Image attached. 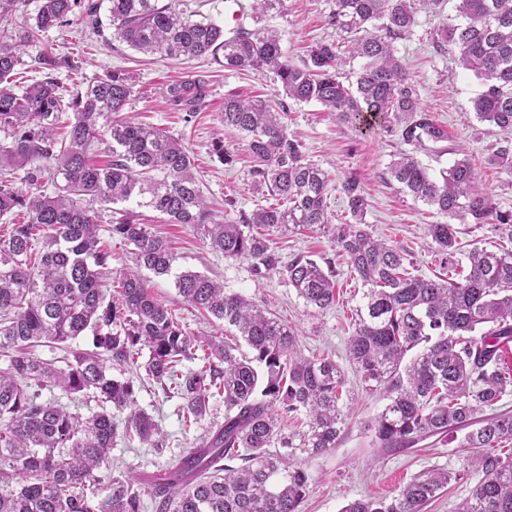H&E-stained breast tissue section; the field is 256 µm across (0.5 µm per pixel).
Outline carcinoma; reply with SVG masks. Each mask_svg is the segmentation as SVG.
Here are the masks:
<instances>
[{"label":"carcinoma","instance_id":"cac0c4a2","mask_svg":"<svg viewBox=\"0 0 512 512\" xmlns=\"http://www.w3.org/2000/svg\"><path fill=\"white\" fill-rule=\"evenodd\" d=\"M107 2L112 36L137 52L171 59L211 55L226 70L269 72L287 98L316 102L367 129L382 127L405 144L448 139L422 109L417 82L396 48L412 34L417 10L440 12L445 0H333L327 24L353 36L349 56L324 40L299 66L282 48L279 32L260 26L281 0H254L257 27L229 33L161 0ZM456 2V17L439 27L435 48L456 51L459 65L481 82L475 116L503 135L488 164L512 174V0ZM80 5L81 19L102 35L100 0H39L32 20L0 40V218L16 219L0 233V354L9 355L0 370V512H142L144 494L155 512H299L308 477L290 454L271 450L276 441L293 447L274 409L306 413L301 452H329L339 435L344 371L330 357L302 356L295 330L245 296L226 292L204 274L174 272L177 254L169 241L131 209H112L110 232L129 247L132 265L116 273L117 288H104L109 253L100 246L93 204L151 207L170 223L190 227L211 251L250 263L256 276L278 275L306 307L322 312L335 302L331 272L304 255L283 261L271 235L282 227L329 224L330 173L306 159L289 136L287 104L228 94L224 126L246 135L254 184L274 203L219 221L187 146L160 127L121 116L134 95L126 71L68 89L58 72L74 70L70 57L47 52L35 58L42 79L19 92L4 85L22 64L20 48L39 42L52 27L69 25ZM355 59L362 65L345 82L343 68ZM210 96L211 80L202 73L165 89L170 110L186 123ZM107 141L112 159L95 161L94 148ZM49 161L62 181L53 196L31 191ZM388 174L450 219L428 225V235L449 267L464 257L468 273L458 280L412 274L401 249L366 230L364 188L356 176H346L341 191L353 222L337 227L332 240L365 287L349 340L351 359L368 389L384 390L387 403L374 430L385 447L409 448L425 436L464 430L463 447L473 454L461 473L432 469L389 500H354L343 512H423L452 478L473 475L478 480L458 512H512V454L488 452L512 443V413L475 418L512 393V368L505 362L512 349V250L475 242L465 251L452 224H492L512 240V207L502 208L480 187L467 158L436 177L402 152ZM18 180L29 189L16 187ZM146 271L174 276L186 302L219 328L235 331L233 342L222 334L188 332L148 291ZM88 330L94 350L67 352L62 367L33 353L40 343L65 344ZM238 340L250 354L239 353ZM112 360L144 369L167 397L180 401L189 423L210 414L211 399L224 398V424L143 487L133 476L112 472L110 451L121 436H135L149 448L163 447L165 436L152 416L132 410L135 383L113 377ZM185 360L200 365L184 372ZM48 385L92 399L98 410L84 417L43 401L40 390ZM127 409L121 424L116 413ZM238 460L241 465H234ZM103 482L107 495L99 499L93 487Z\"/></svg>","mask_w":512,"mask_h":512}]
</instances>
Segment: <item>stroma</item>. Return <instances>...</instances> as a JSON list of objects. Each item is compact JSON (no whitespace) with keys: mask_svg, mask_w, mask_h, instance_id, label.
<instances>
[{"mask_svg":"<svg viewBox=\"0 0 512 512\" xmlns=\"http://www.w3.org/2000/svg\"><path fill=\"white\" fill-rule=\"evenodd\" d=\"M253 5V0H174L177 10L216 21L228 32L242 25L253 27ZM331 6V0H282L264 23L281 33L285 50L298 63L305 59L313 43L335 39V32L327 24ZM454 14L450 4L437 14L418 12L413 34L398 45L399 56L418 83L422 107L448 132L447 141L414 148L413 153L435 175L459 155H466L483 187L506 208L512 206V175L485 163L500 137L495 129L477 121L473 110V100L482 86L472 74L460 69L455 54L442 55L434 48L436 29ZM47 50L74 56L78 68L72 71L71 78L75 81L113 69L128 71L135 87L125 114L140 115L144 121L183 140L194 157V172L203 185L205 198L219 218L238 219L241 213L251 212L263 203L264 197L250 174L252 162L245 136L225 128L220 114L226 94L245 98L275 94L277 86L272 77L251 70L227 71L204 57L172 60L146 56L111 35L88 34L77 21L63 30H47L39 43L24 48V64L10 80L14 89H22L39 78L33 60ZM196 72L211 76L212 94L205 111L187 124L170 111L164 91L172 81ZM288 112V132L301 142L306 158L336 179L327 200L330 224L336 226L351 219L339 181L344 175L354 174L365 189L364 222L369 232L404 251L413 274L447 275L444 257L427 234L428 225L443 223L444 215L414 200L388 179L387 167L396 154L404 151V143L380 129L359 133L315 103L292 101ZM219 140L233 153L232 163L223 164L215 155L213 145ZM138 213L143 223L171 240L179 269L203 273L223 282L226 292L246 296L295 329L303 355L332 356L343 369L345 389L352 403L342 410L336 447L311 459L300 452L293 457L309 481L300 512H341L357 499L393 497L413 477L428 470L442 468L454 475L462 471L471 451L463 447L461 438L427 436L404 450L381 447L376 440L373 424L386 400L382 391L365 389L348 351L364 287L346 260L336 253L328 232L290 230L272 235L284 259L303 254L318 263H329L333 270L336 301L329 309L314 314L278 275H254L249 263L224 259L203 245L190 228L170 223L158 211L142 207ZM149 287L152 294L176 310L188 332L203 335L216 331L215 323L205 320L179 295L172 279L151 278ZM136 387V407L153 416L166 436L165 445L158 450L144 447L135 439L117 440L112 449L113 471L126 470L138 478L163 474L186 449L202 443L208 426L224 422L222 398L212 399L206 423L189 426L181 418L178 400L166 397L159 384L145 378Z\"/></svg>","mask_w":512,"mask_h":512,"instance_id":"obj_1","label":"stroma"}]
</instances>
